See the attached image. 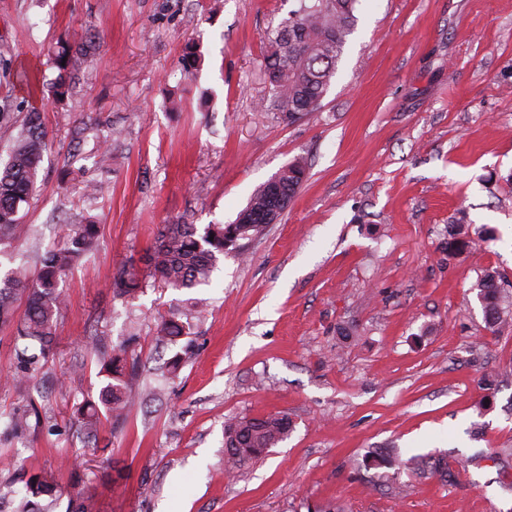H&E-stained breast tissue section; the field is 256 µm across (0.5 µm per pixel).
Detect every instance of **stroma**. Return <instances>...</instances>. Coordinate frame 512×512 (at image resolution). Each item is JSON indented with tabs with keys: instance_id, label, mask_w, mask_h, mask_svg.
<instances>
[{
	"instance_id": "1",
	"label": "stroma",
	"mask_w": 512,
	"mask_h": 512,
	"mask_svg": "<svg viewBox=\"0 0 512 512\" xmlns=\"http://www.w3.org/2000/svg\"><path fill=\"white\" fill-rule=\"evenodd\" d=\"M296 6L0 0V163L30 107L52 144L10 253L34 269L67 225L100 226L61 284L53 358L0 386L1 425L41 413L0 450V480L80 474L90 512H512V330L486 329L473 290L493 268L512 292V0H359L321 108L288 125L258 104L266 34ZM89 36L68 98H29L17 70L53 82L57 42ZM298 156L301 189L246 259L226 254L182 292L147 278L162 225L232 223ZM461 210L494 238L451 257ZM131 267L144 287L118 296ZM163 317L191 335L157 340ZM122 345L139 403L85 447L74 406L97 398L100 353ZM278 412L291 435L228 477L225 422ZM375 448L446 456L450 476L367 467Z\"/></svg>"
}]
</instances>
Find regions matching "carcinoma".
<instances>
[{
    "label": "carcinoma",
    "instance_id": "carcinoma-1",
    "mask_svg": "<svg viewBox=\"0 0 512 512\" xmlns=\"http://www.w3.org/2000/svg\"><path fill=\"white\" fill-rule=\"evenodd\" d=\"M358 0H299V8L266 37L264 77L272 92V105L281 120L292 124L321 107L349 37L354 33ZM87 46L65 42L58 47L55 63L59 81L51 86L55 101L67 97L65 75L78 68ZM48 131L43 112L33 108L23 116L17 135L8 148V159L0 169V252H6L22 231L20 207L36 183L39 164L49 149ZM302 157L288 163L282 183L292 199L306 177ZM278 207L277 199L264 182L252 192L246 206L231 224H165L159 230L156 245L148 256L149 276L168 288L182 290L209 282L217 261L228 253L244 256V240L264 234L266 225L259 215ZM99 225L80 221L67 228L66 242L47 252L38 270L24 263L11 267L0 276V326L10 327L15 341H35L39 352L23 349L17 353L13 379L32 377L48 364L55 345L54 330L61 315L64 297L61 278L74 269L82 257L97 245ZM472 244L464 219L451 226L448 253L461 254ZM143 288L142 278L133 270H121L113 281L120 296L134 297ZM472 290L482 306L485 323L497 333L512 326V296L503 289L502 275L488 270ZM24 301L22 316H15L14 303ZM190 326L171 319L158 324L160 340H175L189 335ZM128 348L100 361L97 377L101 381L99 403L84 401L75 408L73 422L88 441L98 443L102 429L101 415L106 412L118 420L135 404V394L128 378L134 370L127 359ZM29 429L27 416L14 415L0 431V441L16 438ZM293 430L288 414L263 418H240L224 425V462L228 472L238 474L249 469L269 448L283 442ZM366 462L377 467L400 469L407 465L400 449L374 451ZM22 487L15 488L16 483ZM59 485L38 475H21L0 483V505L8 500L11 512H45L38 498L50 496Z\"/></svg>",
    "mask_w": 512,
    "mask_h": 512
}]
</instances>
